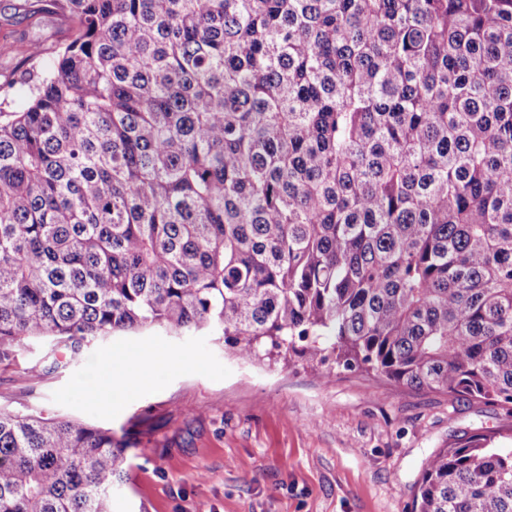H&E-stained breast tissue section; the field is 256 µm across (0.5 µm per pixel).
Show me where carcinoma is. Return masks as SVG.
Segmentation results:
<instances>
[{
  "instance_id": "1",
  "label": "carcinoma",
  "mask_w": 512,
  "mask_h": 512,
  "mask_svg": "<svg viewBox=\"0 0 512 512\" xmlns=\"http://www.w3.org/2000/svg\"><path fill=\"white\" fill-rule=\"evenodd\" d=\"M0 100V365L160 327L512 404V0H46ZM129 439L0 409V512H111ZM415 512H512V447Z\"/></svg>"
}]
</instances>
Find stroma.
Masks as SVG:
<instances>
[{"label": "stroma", "mask_w": 512, "mask_h": 512, "mask_svg": "<svg viewBox=\"0 0 512 512\" xmlns=\"http://www.w3.org/2000/svg\"><path fill=\"white\" fill-rule=\"evenodd\" d=\"M44 0H0V95L21 105L27 50L49 67L71 32ZM157 353L148 387L111 402L82 397L96 372L135 350ZM51 346H21L0 366V408L130 436V478L112 512H413L427 459L462 436L512 444V406L395 385L363 370L244 364L210 331L117 333L52 366Z\"/></svg>", "instance_id": "obj_1"}]
</instances>
